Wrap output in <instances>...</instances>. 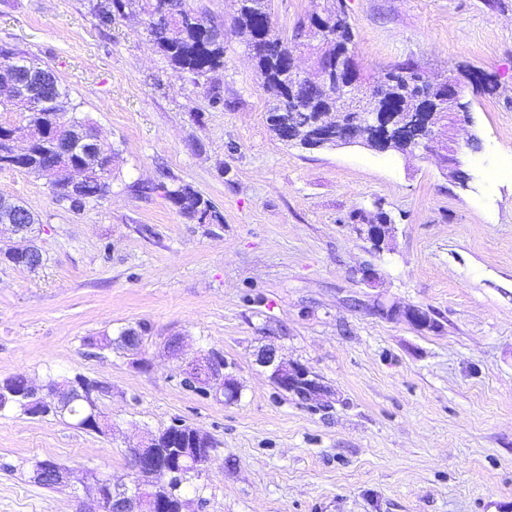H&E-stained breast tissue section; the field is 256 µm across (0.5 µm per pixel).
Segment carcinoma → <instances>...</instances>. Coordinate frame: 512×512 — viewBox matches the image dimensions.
Listing matches in <instances>:
<instances>
[{"instance_id": "carcinoma-1", "label": "carcinoma", "mask_w": 512, "mask_h": 512, "mask_svg": "<svg viewBox=\"0 0 512 512\" xmlns=\"http://www.w3.org/2000/svg\"><path fill=\"white\" fill-rule=\"evenodd\" d=\"M138 4L146 17V30L160 52L175 68L195 77L224 68V43L209 35L207 26L211 20L185 4V0H110L100 7L98 18L103 25L112 24V17L121 14L126 7ZM270 0H238L234 26L250 34L249 50L255 61L257 74L269 102L268 121L280 111L288 113L292 140L291 146H302L304 140L320 124L336 114V88L326 85L322 76L314 79L301 78L291 72V54L299 47L306 48L317 59H335L341 67L348 66L352 53L354 33L343 9L331 3L321 12L311 14L298 26V35H307L308 41L288 42L277 34L269 24ZM30 56L13 48L0 46V85L18 73ZM421 77V72L412 66H396L389 69L384 80L374 85L368 106L361 105L358 111L376 112L378 105H387L400 112L415 111L412 78ZM24 112L25 122L13 124L0 122V169H16L28 174L38 173V167L56 155V147L62 140L75 145L78 139L75 129L91 128L92 124L74 116L76 107L60 111L55 103L41 107L20 108L13 96L0 99V112ZM29 130L36 134L30 152L11 156V135ZM95 153L101 156L100 184L83 189L71 183L70 172L61 170L51 184V192L57 203H67L72 209H80L90 201L104 198L110 189L114 149L100 146ZM166 199L182 213L199 224H221L222 214L211 201L202 197L189 185L164 188Z\"/></svg>"}]
</instances>
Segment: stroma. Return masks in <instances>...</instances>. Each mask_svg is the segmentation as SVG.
<instances>
[{
	"label": "stroma",
	"instance_id": "stroma-1",
	"mask_svg": "<svg viewBox=\"0 0 512 512\" xmlns=\"http://www.w3.org/2000/svg\"><path fill=\"white\" fill-rule=\"evenodd\" d=\"M104 0H0V45L47 65L114 146L103 199L73 210L46 179L0 169V197L38 219L41 265L0 261V380L108 382L99 435L53 416L0 414V512H89L92 474L131 483L130 450L179 422L216 446L181 494L188 512H481L512 503V0H345L367 83L411 61L455 76L470 103L458 141L468 189L438 154L305 150L278 139L237 0H186L224 30V67L171 66L138 8L100 24ZM324 0H271L292 37ZM478 70L496 85L472 90ZM185 183L224 221L200 224L163 186ZM385 213L376 254L356 225ZM375 276L363 280L361 270ZM423 306L439 331L376 315ZM142 331L138 352L87 337ZM183 339V356L167 350ZM309 367L332 390L304 402L255 362ZM221 352L236 400L184 387L180 359ZM50 460L70 484L31 471Z\"/></svg>",
	"mask_w": 512,
	"mask_h": 512
}]
</instances>
